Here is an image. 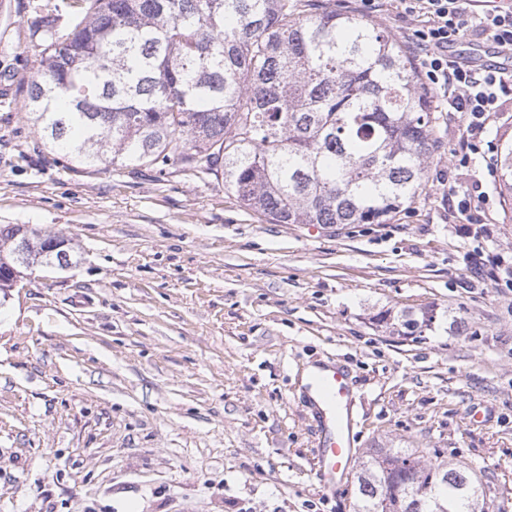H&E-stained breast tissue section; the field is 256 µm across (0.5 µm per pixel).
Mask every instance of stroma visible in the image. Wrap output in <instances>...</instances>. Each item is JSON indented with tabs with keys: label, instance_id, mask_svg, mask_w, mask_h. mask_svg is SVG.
Wrapping results in <instances>:
<instances>
[{
	"label": "stroma",
	"instance_id": "35a3bbf8",
	"mask_svg": "<svg viewBox=\"0 0 512 512\" xmlns=\"http://www.w3.org/2000/svg\"><path fill=\"white\" fill-rule=\"evenodd\" d=\"M76 0H0V226L67 240L71 265L0 294V512H352L313 469L300 380L350 370L360 455L414 448L471 468L512 512V197L439 112L426 188L386 224H274L169 162L70 166L22 112L32 22ZM482 180L485 224L446 183ZM431 309L402 336L380 313ZM462 317L449 332V315Z\"/></svg>",
	"mask_w": 512,
	"mask_h": 512
}]
</instances>
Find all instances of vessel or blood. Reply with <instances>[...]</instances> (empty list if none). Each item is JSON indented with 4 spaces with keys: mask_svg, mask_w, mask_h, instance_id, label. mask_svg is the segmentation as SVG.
Segmentation results:
<instances>
[{
    "mask_svg": "<svg viewBox=\"0 0 512 512\" xmlns=\"http://www.w3.org/2000/svg\"><path fill=\"white\" fill-rule=\"evenodd\" d=\"M303 403L315 424V472L324 490L336 491L353 459V383L334 359L317 364L304 387Z\"/></svg>",
    "mask_w": 512,
    "mask_h": 512,
    "instance_id": "obj_1",
    "label": "vessel or blood"
}]
</instances>
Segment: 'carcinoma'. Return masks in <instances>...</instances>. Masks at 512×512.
Returning <instances> with one entry per match:
<instances>
[{
	"label": "carcinoma",
	"instance_id": "carcinoma-1",
	"mask_svg": "<svg viewBox=\"0 0 512 512\" xmlns=\"http://www.w3.org/2000/svg\"><path fill=\"white\" fill-rule=\"evenodd\" d=\"M64 37L42 17L22 105L71 165H166L224 182L275 224H386L425 186L433 96L402 42L324 0H83ZM512 195V145L501 155ZM21 227L0 234V272ZM434 310L403 311L405 336ZM353 512H485L463 466L379 449Z\"/></svg>",
	"mask_w": 512,
	"mask_h": 512
}]
</instances>
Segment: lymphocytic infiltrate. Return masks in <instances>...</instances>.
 Listing matches in <instances>:
<instances>
[{"label":"lymphocytic infiltrate","mask_w":512,"mask_h":512,"mask_svg":"<svg viewBox=\"0 0 512 512\" xmlns=\"http://www.w3.org/2000/svg\"><path fill=\"white\" fill-rule=\"evenodd\" d=\"M479 0H395L397 15L413 20L412 47L428 89L460 113L457 166L469 167L473 155H482L486 175H497L498 147L485 140L492 114L512 103V70L475 64L449 53L450 45L465 37L494 43L512 53V0L479 9Z\"/></svg>","instance_id":"1"}]
</instances>
